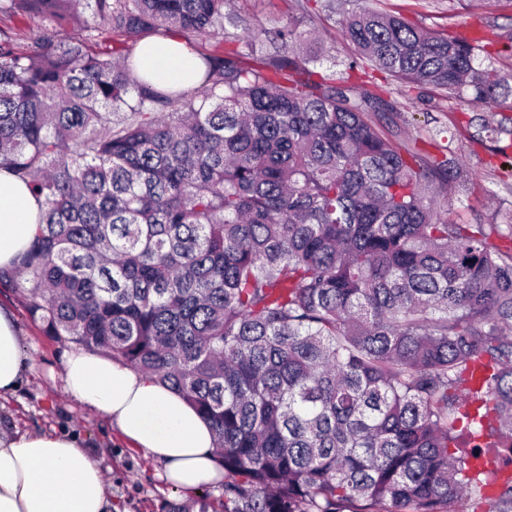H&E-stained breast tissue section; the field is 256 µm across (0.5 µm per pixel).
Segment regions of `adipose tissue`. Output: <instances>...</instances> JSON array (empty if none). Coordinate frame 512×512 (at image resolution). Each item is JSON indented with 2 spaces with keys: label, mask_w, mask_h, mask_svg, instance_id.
<instances>
[{
  "label": "adipose tissue",
  "mask_w": 512,
  "mask_h": 512,
  "mask_svg": "<svg viewBox=\"0 0 512 512\" xmlns=\"http://www.w3.org/2000/svg\"><path fill=\"white\" fill-rule=\"evenodd\" d=\"M140 71L162 86L195 88L203 67L179 37L144 40ZM40 205L25 183L0 169V267H11L36 229ZM27 367L17 325L0 309V396L13 393ZM69 395L107 419L128 447L158 461L172 491L197 493L224 477L210 425L154 377L90 351L70 354ZM0 512H112L100 466L69 435L22 434L0 424Z\"/></svg>",
  "instance_id": "1"
}]
</instances>
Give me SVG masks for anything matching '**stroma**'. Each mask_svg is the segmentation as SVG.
I'll return each instance as SVG.
<instances>
[{
  "instance_id": "stroma-1",
  "label": "stroma",
  "mask_w": 512,
  "mask_h": 512,
  "mask_svg": "<svg viewBox=\"0 0 512 512\" xmlns=\"http://www.w3.org/2000/svg\"><path fill=\"white\" fill-rule=\"evenodd\" d=\"M380 7L400 12L430 30L512 29V0H379ZM238 32L254 36L256 51L271 49L273 38L288 20L283 0H233ZM299 31L321 27L326 53L325 69L350 55L333 21L318 14L297 17ZM397 125L404 139L435 134L448 121V101L429 90L412 97H398ZM499 142L484 135L482 143L463 145L461 153L478 185L468 193L448 196L450 214L462 224H505L512 221V190L490 175L485 163ZM8 306L18 324L28 370L18 390L0 398V419L20 432L65 430L77 435L100 464L110 483L112 512H179V496L163 486L156 473L158 463L126 448L112 425L70 397L64 388L63 363L76 343L48 336L41 323L30 318L23 298L12 287L0 286V306Z\"/></svg>"
}]
</instances>
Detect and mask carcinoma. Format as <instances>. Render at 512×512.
<instances>
[{
  "instance_id": "1",
  "label": "carcinoma",
  "mask_w": 512,
  "mask_h": 512,
  "mask_svg": "<svg viewBox=\"0 0 512 512\" xmlns=\"http://www.w3.org/2000/svg\"><path fill=\"white\" fill-rule=\"evenodd\" d=\"M0 0V168L41 199L0 284L49 336L153 376L211 425L224 512H512V224H460L471 173L400 141L351 84L504 112L483 38L323 0L355 49L317 70L293 16L258 56L229 0ZM117 47L92 52L102 27ZM177 34L196 89L136 75L131 36ZM204 35L215 48L199 47ZM41 31V28L37 27L26 14H0V34L12 36L21 45L38 38Z\"/></svg>"
}]
</instances>
